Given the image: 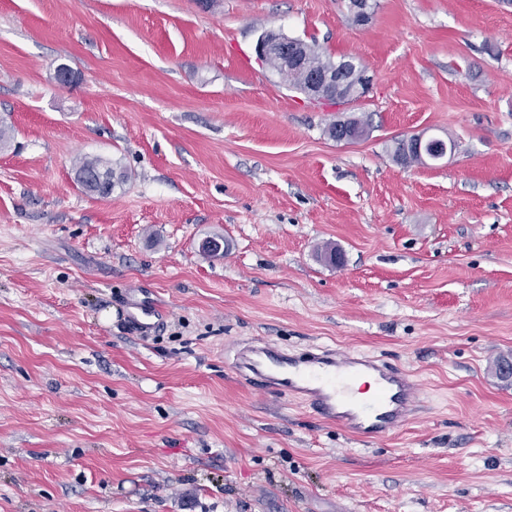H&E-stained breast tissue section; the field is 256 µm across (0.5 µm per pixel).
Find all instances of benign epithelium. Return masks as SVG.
Instances as JSON below:
<instances>
[{"mask_svg": "<svg viewBox=\"0 0 512 512\" xmlns=\"http://www.w3.org/2000/svg\"><path fill=\"white\" fill-rule=\"evenodd\" d=\"M376 7L374 0H351L349 13L358 25L368 24ZM255 52L259 59L277 56L285 68H303L308 71V81L302 86L301 92L309 99L330 100L336 98L360 99L368 92L371 78L362 74V79L352 81L349 75L350 66L339 61L334 67L324 69L313 63L310 57L301 52L297 46L288 42L282 33L270 30L263 33L257 40ZM405 152L408 154L427 155L432 160L443 159L447 153L454 152L442 139L436 137L412 136L405 140Z\"/></svg>", "mask_w": 512, "mask_h": 512, "instance_id": "1", "label": "benign epithelium"}]
</instances>
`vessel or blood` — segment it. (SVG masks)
Returning a JSON list of instances; mask_svg holds the SVG:
<instances>
[{
    "instance_id": "1",
    "label": "vessel or blood",
    "mask_w": 512,
    "mask_h": 512,
    "mask_svg": "<svg viewBox=\"0 0 512 512\" xmlns=\"http://www.w3.org/2000/svg\"><path fill=\"white\" fill-rule=\"evenodd\" d=\"M127 318L141 329L156 328L162 308L153 301L130 297ZM236 368L255 388L266 393L296 395L321 418L362 439H377L405 426L421 402L420 387L409 373L376 358L321 347L289 356L273 344L244 346ZM375 379L371 396L354 392L359 376Z\"/></svg>"
}]
</instances>
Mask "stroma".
Segmentation results:
<instances>
[{
  "label": "stroma",
  "instance_id": "1",
  "mask_svg": "<svg viewBox=\"0 0 512 512\" xmlns=\"http://www.w3.org/2000/svg\"><path fill=\"white\" fill-rule=\"evenodd\" d=\"M269 30L369 91L306 99ZM0 120V512H512V4L0 0ZM421 133L457 148L397 163ZM85 156L127 181L86 195ZM134 289L167 311L145 342ZM258 339L381 358L422 408L352 437L237 374ZM354 123L359 127L362 135L365 132V123L360 120L356 119L353 120ZM329 136L336 140L337 142H344L346 144L352 143L354 140L359 139L360 131L353 126L351 123H348L347 121H340L337 125V138H336V123H332L328 129Z\"/></svg>",
  "mask_w": 512,
  "mask_h": 512
}]
</instances>
